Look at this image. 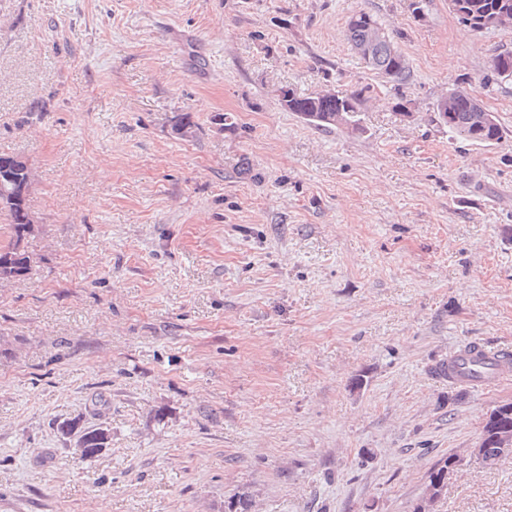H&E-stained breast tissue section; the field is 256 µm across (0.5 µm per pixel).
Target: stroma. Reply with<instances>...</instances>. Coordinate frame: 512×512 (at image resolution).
<instances>
[{"label":"stroma","mask_w":512,"mask_h":512,"mask_svg":"<svg viewBox=\"0 0 512 512\" xmlns=\"http://www.w3.org/2000/svg\"><path fill=\"white\" fill-rule=\"evenodd\" d=\"M410 3L0 0V154L31 164L34 220L0 281V512H413L450 454L433 512H512V456L474 453L512 381L431 374L512 350V27ZM362 9L404 84L352 50ZM357 83L355 134L278 102ZM454 90L501 142L438 122ZM75 417L111 432L88 462ZM377 29L383 31L382 38L372 42V32ZM346 36L366 67L385 79V82L400 84L407 80L409 67L405 55L373 14L365 10L353 13L346 24ZM367 46L369 53L365 50ZM510 354V351L477 344L461 345L448 356V364H457L460 374H454V379L451 381L448 364L445 361L438 362L432 372L438 377L448 378L449 388H455L461 384L486 390L501 378L510 376L512 372ZM473 359L479 360L480 363L473 362Z\"/></svg>","instance_id":"1"}]
</instances>
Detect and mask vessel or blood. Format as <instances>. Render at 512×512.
Returning a JSON list of instances; mask_svg holds the SVG:
<instances>
[{
	"label": "vessel or blood",
	"mask_w": 512,
	"mask_h": 512,
	"mask_svg": "<svg viewBox=\"0 0 512 512\" xmlns=\"http://www.w3.org/2000/svg\"><path fill=\"white\" fill-rule=\"evenodd\" d=\"M458 367L456 383L485 390L512 375V353L477 344L459 346L448 357Z\"/></svg>",
	"instance_id": "1"
}]
</instances>
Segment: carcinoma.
I'll return each mask as SVG.
<instances>
[{
	"label": "carcinoma",
	"instance_id": "carcinoma-1",
	"mask_svg": "<svg viewBox=\"0 0 512 512\" xmlns=\"http://www.w3.org/2000/svg\"><path fill=\"white\" fill-rule=\"evenodd\" d=\"M456 3L454 13L457 20L474 30L477 22L491 11L507 9L512 11V0H453ZM380 29L382 38L374 42L372 32ZM346 36L352 49L359 55L366 67L381 76L387 82L403 83L409 76V67L405 55L393 41L382 23L371 13L360 10L353 13L346 24ZM490 68L498 77H512V52H503L492 57ZM374 86L357 84L335 94L315 92L306 95L289 89L292 97L280 101V105L289 112L315 127L345 128L353 132L362 130L360 112ZM344 116V121L337 120ZM441 123L459 138L472 143L491 145L502 139L503 131L496 117L477 111L475 97L466 90L456 91L452 110L438 113ZM0 211L6 212L13 230V243L0 249V279L22 277L31 270V256L27 249H15V242L31 234L32 226L21 221L22 214L29 211L28 198L17 200L12 197L10 187L0 183ZM59 430H67L73 436L74 444L89 449L81 457L89 461L98 456L96 449L106 447L109 431L101 425L85 426L76 421H64ZM501 429H512V403H505L493 408L485 420L480 439L491 445L490 457L501 458L502 449L494 447V437ZM451 457L438 461L428 474L426 499L416 505L414 512H426L437 501L448 486L445 470Z\"/></svg>",
	"mask_w": 512,
	"mask_h": 512
}]
</instances>
